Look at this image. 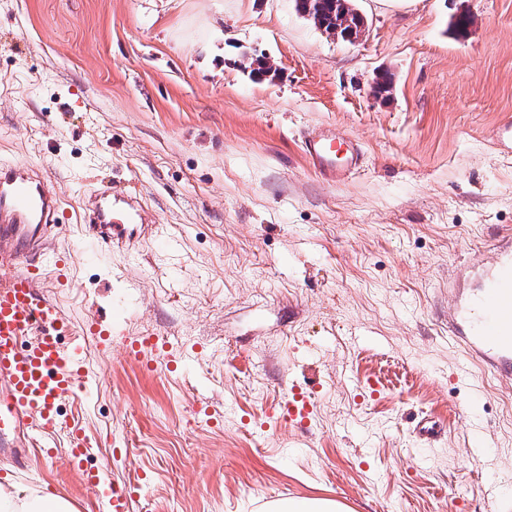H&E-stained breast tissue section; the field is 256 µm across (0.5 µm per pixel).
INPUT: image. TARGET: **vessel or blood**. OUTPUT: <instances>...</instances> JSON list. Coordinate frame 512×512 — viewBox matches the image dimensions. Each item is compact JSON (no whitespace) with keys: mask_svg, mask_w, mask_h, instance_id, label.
Masks as SVG:
<instances>
[{"mask_svg":"<svg viewBox=\"0 0 512 512\" xmlns=\"http://www.w3.org/2000/svg\"><path fill=\"white\" fill-rule=\"evenodd\" d=\"M305 151L315 170L340 180L363 164L360 147L336 137L328 129L313 131ZM43 168L0 163V244L13 251L0 263V431H67L74 456L85 446L75 423L62 420L63 397L82 384L81 341L63 344L71 335L68 319L45 289L41 256H48L58 283H66L72 262L70 251H46L50 230L56 226L58 197L48 190ZM135 196L97 189L86 204L84 234L77 244L95 243L105 250H126L133 244L128 225L140 216ZM451 336L465 353L492 373L512 371V234L497 245V261L484 272L477 288L458 306ZM284 416L307 425L312 408L300 392H292L282 407Z\"/></svg>","mask_w":512,"mask_h":512,"instance_id":"vessel-or-blood-1","label":"vessel or blood"}]
</instances>
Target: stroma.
<instances>
[{
    "mask_svg": "<svg viewBox=\"0 0 512 512\" xmlns=\"http://www.w3.org/2000/svg\"><path fill=\"white\" fill-rule=\"evenodd\" d=\"M355 5L349 43L294 0H0V161L50 172L55 244L103 183L175 242L74 258L51 291L74 328L118 315L60 406L84 466L66 433H19L29 465L0 455V479L74 512L130 483V512H512V378L448 332L455 272L512 230V0ZM318 128L354 138L362 167L316 171ZM143 336L167 344L149 365L126 353ZM294 387L304 429L280 410ZM425 420L438 438L415 435Z\"/></svg>",
    "mask_w": 512,
    "mask_h": 512,
    "instance_id": "1",
    "label": "stroma"
}]
</instances>
